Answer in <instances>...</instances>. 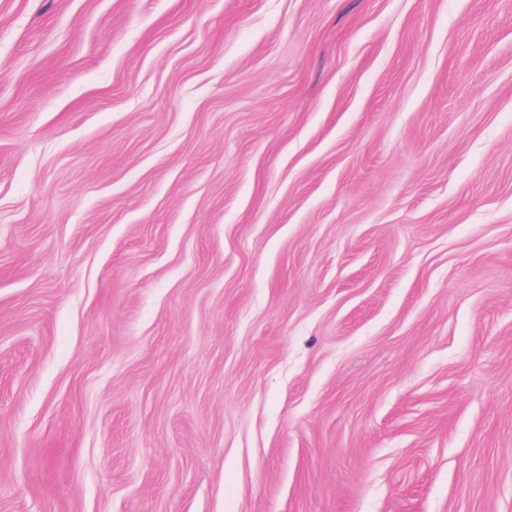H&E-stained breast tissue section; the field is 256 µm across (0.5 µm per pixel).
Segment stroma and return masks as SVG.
Returning <instances> with one entry per match:
<instances>
[{
	"label": "stroma",
	"instance_id": "obj_1",
	"mask_svg": "<svg viewBox=\"0 0 512 512\" xmlns=\"http://www.w3.org/2000/svg\"><path fill=\"white\" fill-rule=\"evenodd\" d=\"M0 512H512V0H0Z\"/></svg>",
	"mask_w": 512,
	"mask_h": 512
}]
</instances>
